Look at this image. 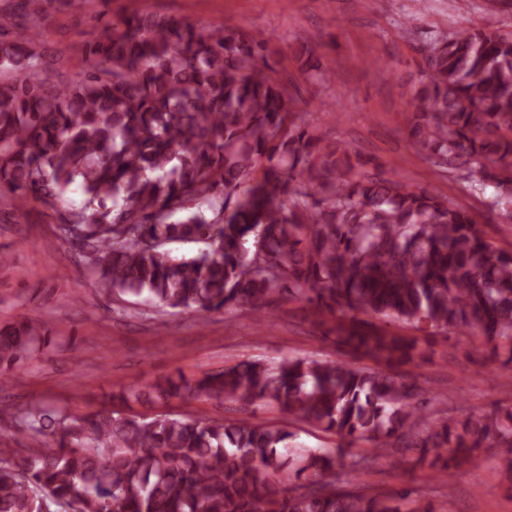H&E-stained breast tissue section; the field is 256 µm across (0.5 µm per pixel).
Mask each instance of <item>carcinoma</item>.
<instances>
[{"instance_id":"carcinoma-1","label":"carcinoma","mask_w":512,"mask_h":512,"mask_svg":"<svg viewBox=\"0 0 512 512\" xmlns=\"http://www.w3.org/2000/svg\"><path fill=\"white\" fill-rule=\"evenodd\" d=\"M40 17L0 10V214L34 200L73 235L96 284L164 311L261 310L274 292L338 321L351 360L295 357L237 363L190 380L167 376L113 398L276 403L336 436L291 454L283 427L239 420L74 416L34 404L14 418L25 448L0 449V512H441L402 490L336 484L397 437L450 485L507 449L512 407L430 424V399L402 367L422 354L395 323L446 339L477 337L512 362V251L447 198L369 172L295 109L264 57L265 42L165 13H133L84 50L81 77L47 84L28 37ZM427 83L411 136L438 165L512 204V33L462 29L427 47ZM80 203L63 207L64 193ZM203 243L177 257L172 243ZM39 324L0 328V383L48 343ZM363 356L382 367L361 366ZM292 479L304 491L286 492Z\"/></svg>"}]
</instances>
